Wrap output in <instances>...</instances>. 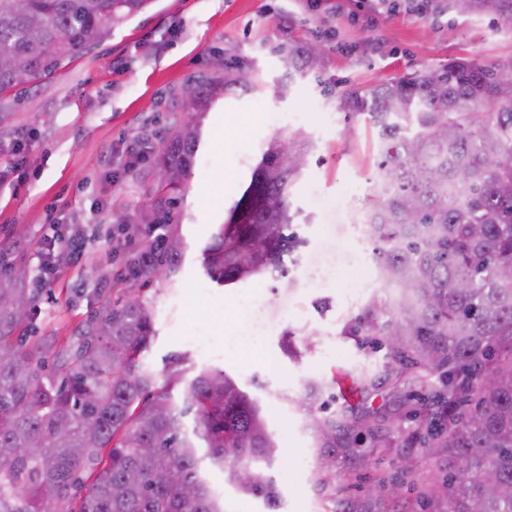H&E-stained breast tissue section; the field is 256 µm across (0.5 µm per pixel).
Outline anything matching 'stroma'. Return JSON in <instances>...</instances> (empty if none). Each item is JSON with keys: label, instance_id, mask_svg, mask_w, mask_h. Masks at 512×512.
Wrapping results in <instances>:
<instances>
[{"label": "stroma", "instance_id": "obj_1", "mask_svg": "<svg viewBox=\"0 0 512 512\" xmlns=\"http://www.w3.org/2000/svg\"><path fill=\"white\" fill-rule=\"evenodd\" d=\"M306 45L320 64L287 82L282 47ZM244 67L249 87H235L205 111L183 197L173 207L185 239L173 283L133 285L120 273L131 244L117 232L157 198L154 155L173 120L184 81L213 74L218 55ZM464 58L491 66L512 60V28L496 16L382 12L373 25L293 0H155L86 55L24 92L0 94V160L18 164L22 182L0 187V241L22 243L25 285L34 295L33 342L44 356L76 344L103 304L135 290L153 310L156 338L144 366L164 372L182 355L186 376L223 369L259 401L281 448L269 470L277 512H325L314 488L313 434L294 399L313 377L341 368L353 379L378 371L383 354L343 335L345 320L371 296L395 303L369 248L358 241L350 203L364 205L382 148L368 115L338 107L343 91ZM294 140L307 164L290 184L292 229L302 240L288 277H257L218 287L203 250L250 183L275 139ZM143 155L128 167L131 150ZM79 225L85 260L62 266L53 287L39 279L36 251L51 222ZM412 420L388 448H367L365 470L336 464V497L353 512H422L420 501L444 462L412 447ZM402 476L404 500L370 495L377 478Z\"/></svg>", "mask_w": 512, "mask_h": 512}]
</instances>
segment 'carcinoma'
Listing matches in <instances>:
<instances>
[{"instance_id":"1","label":"carcinoma","mask_w":512,"mask_h":512,"mask_svg":"<svg viewBox=\"0 0 512 512\" xmlns=\"http://www.w3.org/2000/svg\"><path fill=\"white\" fill-rule=\"evenodd\" d=\"M154 0H0V93L50 78L83 57L116 22ZM457 12L512 21V0H448ZM288 74L317 64L308 47L284 56ZM512 62L488 67L466 59L342 94L343 110L369 116L385 145L365 211V233L384 283L401 287L388 310L371 297L343 325L385 349L384 371L364 376L367 394L390 383L421 387L405 412L425 430L428 451L447 454L433 482L432 512H512ZM234 75H197L179 91L194 118H182L161 142L155 169L162 195L123 225L139 250L124 278L170 282L184 249L172 214L201 138L203 108ZM493 102L496 109L482 112ZM302 163L270 143L250 184L205 248L207 274L230 285L287 275L301 240L288 185ZM163 234L154 235L157 229ZM0 284V512H224L203 477L206 461L231 466L228 480L276 512L267 473L278 445L260 404L224 371L203 368L190 380L174 369L160 377L138 359L154 338L150 307L133 296L95 312L75 347L51 369L39 346L15 338L34 300L14 263ZM181 386V403L172 397ZM335 380L312 379L298 403L310 418L317 450L315 487L336 512L332 467L355 462L359 443L388 445V409L315 415ZM193 418L192 430L184 419Z\"/></svg>"}]
</instances>
